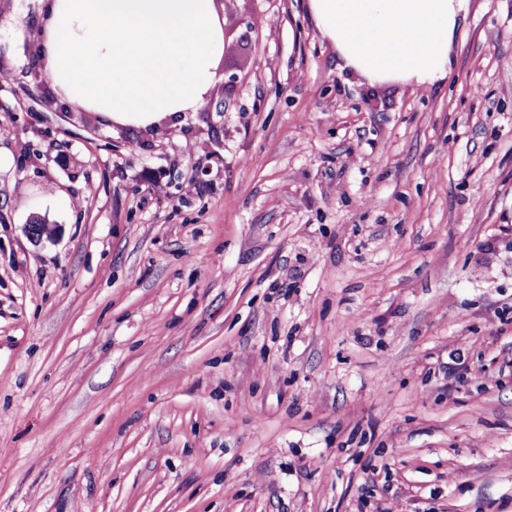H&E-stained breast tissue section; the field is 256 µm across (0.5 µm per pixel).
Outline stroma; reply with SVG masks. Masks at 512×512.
Instances as JSON below:
<instances>
[{
	"label": "stroma",
	"instance_id": "1",
	"mask_svg": "<svg viewBox=\"0 0 512 512\" xmlns=\"http://www.w3.org/2000/svg\"><path fill=\"white\" fill-rule=\"evenodd\" d=\"M217 4L154 134L61 110L0 0V512H512V0L427 90Z\"/></svg>",
	"mask_w": 512,
	"mask_h": 512
}]
</instances>
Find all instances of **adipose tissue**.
<instances>
[{
  "label": "adipose tissue",
  "mask_w": 512,
  "mask_h": 512,
  "mask_svg": "<svg viewBox=\"0 0 512 512\" xmlns=\"http://www.w3.org/2000/svg\"><path fill=\"white\" fill-rule=\"evenodd\" d=\"M36 57L62 103L106 127L174 126L217 78L215 0H39ZM468 0H308L344 66L369 83L443 79Z\"/></svg>",
  "instance_id": "1"
}]
</instances>
